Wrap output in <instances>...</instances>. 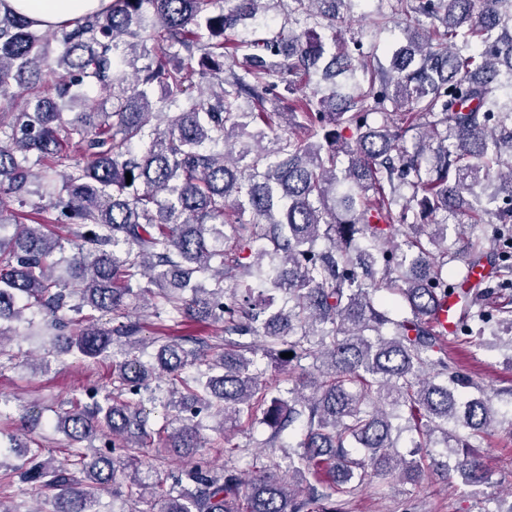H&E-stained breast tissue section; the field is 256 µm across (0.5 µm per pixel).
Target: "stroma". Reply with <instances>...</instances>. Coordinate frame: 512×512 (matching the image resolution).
<instances>
[{"instance_id": "obj_1", "label": "stroma", "mask_w": 512, "mask_h": 512, "mask_svg": "<svg viewBox=\"0 0 512 512\" xmlns=\"http://www.w3.org/2000/svg\"><path fill=\"white\" fill-rule=\"evenodd\" d=\"M342 11L346 17L345 37L362 44L371 68L388 67L391 48L401 38V31L394 27L377 29L371 17L356 6L344 5ZM155 304L149 296L139 303L146 314L142 332L145 354L153 353V341L158 337L211 340L212 330L207 325L188 322L172 326L155 317ZM496 329L491 321L482 335L466 341L454 336L448 339L450 357L481 382L499 410L498 427L481 450L488 481L472 487L453 469L436 472L430 468L415 484L377 478L348 497L344 512H507L512 506V466L505 462V454L512 448V364L507 361L512 352L503 345ZM9 347L15 361L0 366V455L6 462L21 463L26 457L25 446L35 442L43 457L58 463L68 460L72 440L48 427L47 422L56 412L85 403L89 387L110 390L111 360L62 353L49 340L27 335L22 322L17 323ZM218 426V418H203L204 445L194 450L193 456L248 478L253 459L266 454L257 445L267 436L265 428L246 425L226 437Z\"/></svg>"}]
</instances>
